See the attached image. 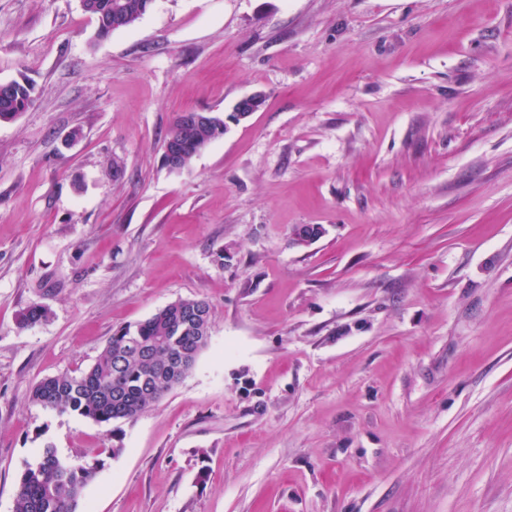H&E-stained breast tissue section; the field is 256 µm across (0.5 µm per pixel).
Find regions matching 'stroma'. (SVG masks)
I'll return each instance as SVG.
<instances>
[{
  "instance_id": "1",
  "label": "stroma",
  "mask_w": 512,
  "mask_h": 512,
  "mask_svg": "<svg viewBox=\"0 0 512 512\" xmlns=\"http://www.w3.org/2000/svg\"><path fill=\"white\" fill-rule=\"evenodd\" d=\"M21 78L0 512L47 441L102 456L79 512H512V0H155L103 39L80 0H0ZM201 110L226 132L166 168ZM180 298L211 339L139 417L30 403Z\"/></svg>"
}]
</instances>
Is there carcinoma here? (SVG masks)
Segmentation results:
<instances>
[{"instance_id":"carcinoma-1","label":"carcinoma","mask_w":512,"mask_h":512,"mask_svg":"<svg viewBox=\"0 0 512 512\" xmlns=\"http://www.w3.org/2000/svg\"><path fill=\"white\" fill-rule=\"evenodd\" d=\"M150 0H83L82 9L97 23V36L114 31L112 17H124L129 27L149 10ZM34 101V85L26 78L12 81L11 95L0 96V122L15 120ZM189 123L176 116L164 148L177 154L180 168L214 141L218 122ZM198 299H178L135 326L112 334L97 359L78 374H61L40 381L31 402L59 415L77 414L98 424L134 420L169 392L194 368L201 340L212 324V307ZM49 311L34 302L21 314L20 326L47 320ZM103 466L100 459L75 463L59 456L50 443L38 450L22 472L15 512H78L83 488Z\"/></svg>"}]
</instances>
